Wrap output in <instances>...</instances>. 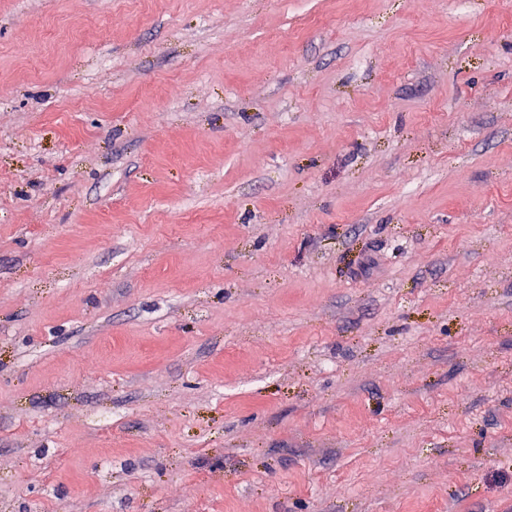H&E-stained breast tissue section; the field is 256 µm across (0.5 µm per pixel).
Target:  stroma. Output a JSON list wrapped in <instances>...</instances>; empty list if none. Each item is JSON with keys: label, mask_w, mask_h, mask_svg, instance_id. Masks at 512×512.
Segmentation results:
<instances>
[{"label": "stroma", "mask_w": 512, "mask_h": 512, "mask_svg": "<svg viewBox=\"0 0 512 512\" xmlns=\"http://www.w3.org/2000/svg\"><path fill=\"white\" fill-rule=\"evenodd\" d=\"M0 512H512V0H0Z\"/></svg>", "instance_id": "1"}]
</instances>
